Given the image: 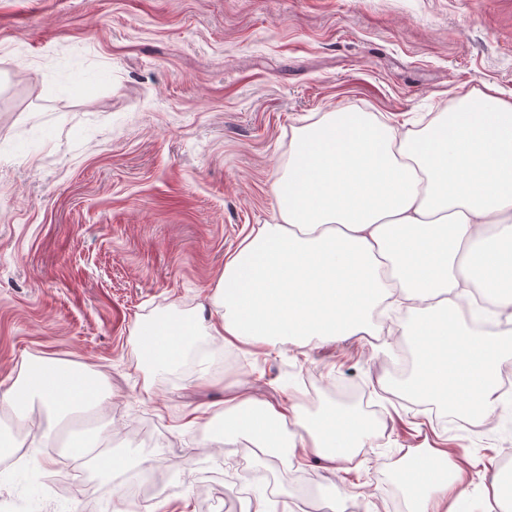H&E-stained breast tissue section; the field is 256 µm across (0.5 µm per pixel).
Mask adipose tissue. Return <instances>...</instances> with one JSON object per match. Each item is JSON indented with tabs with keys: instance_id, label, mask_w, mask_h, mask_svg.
Instances as JSON below:
<instances>
[{
	"instance_id": "obj_1",
	"label": "adipose tissue",
	"mask_w": 512,
	"mask_h": 512,
	"mask_svg": "<svg viewBox=\"0 0 512 512\" xmlns=\"http://www.w3.org/2000/svg\"><path fill=\"white\" fill-rule=\"evenodd\" d=\"M277 218L247 236L224 264V311L209 328L227 345L274 349L313 336L328 343L369 332L378 307L407 310L398 329L416 357L412 388L490 418L497 375L512 365V102L486 96L441 112L419 132L370 112H333L301 130L274 188ZM506 320L487 332L477 321ZM192 322L161 318L142 329L152 365L186 354ZM97 379L51 362L0 395L79 405ZM224 429L294 463H353L368 434L353 411L333 408L284 436L296 404L245 395L224 402ZM410 512H463L460 466L431 448L403 471Z\"/></svg>"
}]
</instances>
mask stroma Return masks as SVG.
Returning <instances> with one entry per match:
<instances>
[{
    "mask_svg": "<svg viewBox=\"0 0 512 512\" xmlns=\"http://www.w3.org/2000/svg\"><path fill=\"white\" fill-rule=\"evenodd\" d=\"M484 94L512 101V0H0V392L53 359L103 375L86 422L128 461L69 467L53 408L0 406L30 448L0 468V512H243L257 488L293 512H409L400 470L419 448L466 461L486 512L512 467V402L478 433L467 411L421 408L389 383L398 335L240 345L242 362L188 371L137 351L158 318L216 313L226 258L275 221L300 128L344 109L417 131ZM243 392L306 419L358 412L354 480L225 436ZM149 462L162 482L134 497Z\"/></svg>",
    "mask_w": 512,
    "mask_h": 512,
    "instance_id": "35a3bbf8",
    "label": "stroma"
}]
</instances>
